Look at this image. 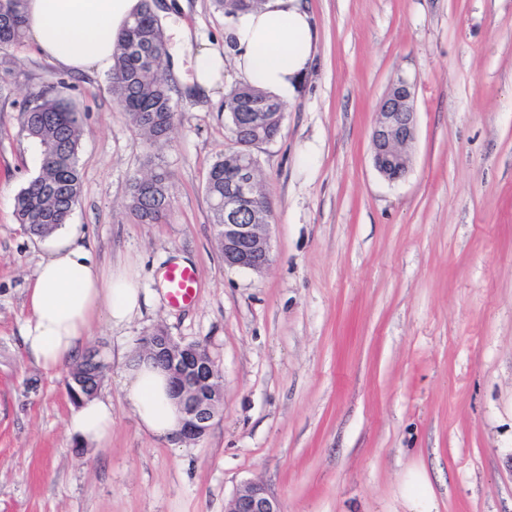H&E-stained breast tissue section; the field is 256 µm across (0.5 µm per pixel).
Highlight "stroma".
<instances>
[{
	"instance_id": "obj_1",
	"label": "stroma",
	"mask_w": 512,
	"mask_h": 512,
	"mask_svg": "<svg viewBox=\"0 0 512 512\" xmlns=\"http://www.w3.org/2000/svg\"><path fill=\"white\" fill-rule=\"evenodd\" d=\"M303 3L314 61L254 150L272 213L259 273L225 267L204 190L231 145L223 100L189 83L196 48L233 24L213 0L158 3L176 119L158 151L173 202L155 224L126 207L150 148L106 73H66L27 41L0 49V512H225L248 481L283 512H411L412 472L433 512H512V0ZM401 78L417 134L390 182L371 128ZM55 82L83 118L70 221L147 295L130 321L94 327L112 397L97 448L66 434V374L30 363L20 336L44 254L15 216L42 159L23 112ZM177 254L199 274L182 306L159 284ZM158 326L221 370L223 403L191 444L141 431L120 390Z\"/></svg>"
}]
</instances>
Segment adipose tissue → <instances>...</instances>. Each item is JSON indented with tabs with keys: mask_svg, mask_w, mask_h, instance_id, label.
Returning <instances> with one entry per match:
<instances>
[{
	"mask_svg": "<svg viewBox=\"0 0 512 512\" xmlns=\"http://www.w3.org/2000/svg\"><path fill=\"white\" fill-rule=\"evenodd\" d=\"M140 0H26L28 40L60 68L80 75L106 72L116 40ZM234 47L223 52L203 43L194 55L193 86L217 97L224 88L226 57L239 80L288 99L314 58V28L301 0H263L241 14L228 31ZM47 254L26 289L29 316L21 327L23 348L38 368L53 372L81 358L99 316L115 325L139 311L142 290L136 275L104 270L78 227L65 224L45 239ZM121 389L139 428L175 439L181 412L167 375L149 361L128 362ZM68 434L100 445L112 434V400L95 395L64 420Z\"/></svg>",
	"mask_w": 512,
	"mask_h": 512,
	"instance_id": "adipose-tissue-1",
	"label": "adipose tissue"
}]
</instances>
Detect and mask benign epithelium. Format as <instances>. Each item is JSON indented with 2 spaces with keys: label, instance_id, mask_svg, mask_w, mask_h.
Instances as JSON below:
<instances>
[{
  "label": "benign epithelium",
  "instance_id": "7a95c632",
  "mask_svg": "<svg viewBox=\"0 0 512 512\" xmlns=\"http://www.w3.org/2000/svg\"><path fill=\"white\" fill-rule=\"evenodd\" d=\"M413 85L401 79L387 89L389 97L376 113L371 141L376 170L389 181L403 178L409 169L407 148L416 135V112L404 90ZM231 153L235 177L224 191V223L217 225L224 241V264L229 267L263 270L270 262V226L272 214L266 198L257 192L258 159L253 148ZM250 209L252 221L239 223L238 217ZM143 352L168 376L182 414L177 440L195 442L207 432L216 405L224 398V387L216 361L199 344L181 343L164 329L157 328L142 337ZM101 377L76 383L80 399L96 393ZM226 512H282L278 499L258 482L243 484L227 504Z\"/></svg>",
  "mask_w": 512,
  "mask_h": 512
}]
</instances>
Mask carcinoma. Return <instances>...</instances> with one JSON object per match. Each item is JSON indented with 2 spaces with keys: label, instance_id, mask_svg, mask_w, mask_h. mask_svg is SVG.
<instances>
[{
  "label": "carcinoma",
  "instance_id": "carcinoma-1",
  "mask_svg": "<svg viewBox=\"0 0 512 512\" xmlns=\"http://www.w3.org/2000/svg\"><path fill=\"white\" fill-rule=\"evenodd\" d=\"M263 0H214L224 14L258 8ZM25 0H0V49L24 40ZM165 34L151 0H140L132 21L117 39L109 84L115 103L139 134L151 145L169 139L175 111L171 88L163 73ZM286 104L278 97L239 83L224 96V112L232 137L253 141L273 136ZM82 117L54 88L30 93L24 127L41 147L40 173L23 187L15 200L18 222L36 236L45 237L68 222L81 193L77 151ZM149 169L130 179L127 208L143 224L157 222L172 205L167 172L153 161ZM232 177L227 155L211 164L205 192L212 204L213 223H224V189Z\"/></svg>",
  "mask_w": 512,
  "mask_h": 512
}]
</instances>
